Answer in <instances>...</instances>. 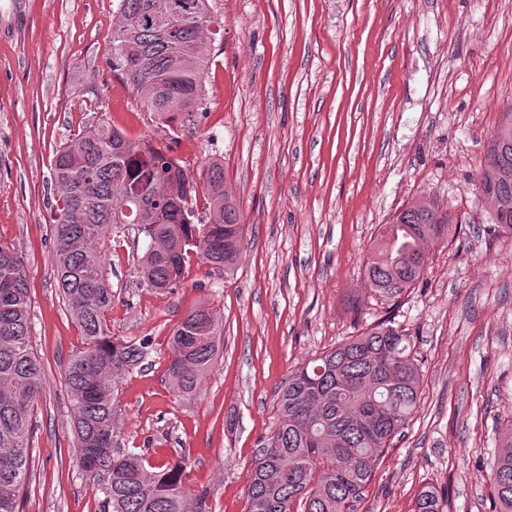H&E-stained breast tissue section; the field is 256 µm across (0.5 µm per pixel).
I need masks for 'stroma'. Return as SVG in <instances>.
Returning a JSON list of instances; mask_svg holds the SVG:
<instances>
[{
	"label": "stroma",
	"instance_id": "35a3bbf8",
	"mask_svg": "<svg viewBox=\"0 0 512 512\" xmlns=\"http://www.w3.org/2000/svg\"><path fill=\"white\" fill-rule=\"evenodd\" d=\"M205 100L190 127L147 112L112 61L121 0H0V241L25 258L34 349V474L20 512H101L74 460L64 369L82 346L51 261L57 150L105 119L192 177L219 158L244 224L231 273L197 255L181 288L140 284L149 240L112 229V336L149 340L119 383L123 447L208 487L215 512H247L274 392L297 366L392 312L413 338L420 395L353 512H489L490 462L512 428V232L492 233L475 190L490 136L512 113V0H210ZM447 208L421 282L396 305L364 273L380 224L416 203ZM358 313H351V303ZM204 303L224 324L201 389L168 386L169 340ZM447 503V495L435 487L424 488L417 496L414 503V512H444Z\"/></svg>",
	"mask_w": 512,
	"mask_h": 512
}]
</instances>
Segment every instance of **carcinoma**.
I'll return each mask as SVG.
<instances>
[{"label":"carcinoma","mask_w":512,"mask_h":512,"mask_svg":"<svg viewBox=\"0 0 512 512\" xmlns=\"http://www.w3.org/2000/svg\"><path fill=\"white\" fill-rule=\"evenodd\" d=\"M112 28V59L160 120L191 121L202 106L209 48V0H121ZM55 219L51 225L59 293L80 329L83 348L64 371L78 467L103 495L101 512H212L210 491L183 481L186 461L156 467L120 446L118 383L144 357L149 341L110 335L114 294L107 271L116 224H141L149 245L140 282L181 287L194 252L230 272L241 252L240 212L224 180V164L204 169L209 217L194 222L189 200L197 183L177 161L149 143L133 144L104 120L55 154ZM489 198L490 223L512 231V116L491 136L476 177ZM448 211L405 207L379 226L365 262L377 296L395 302L425 269V246L451 233ZM224 332L199 305L173 327L167 369L172 392L195 391L211 371ZM44 370L33 348L24 258L0 242V512H20L34 458L30 427ZM420 372L411 337L390 315L292 370L275 390L276 421L255 450L247 512H352L372 481L376 462L403 433L419 400ZM492 512H512V428L491 465ZM447 495L424 488L414 512H444Z\"/></svg>","instance_id":"cac0c4a2"}]
</instances>
